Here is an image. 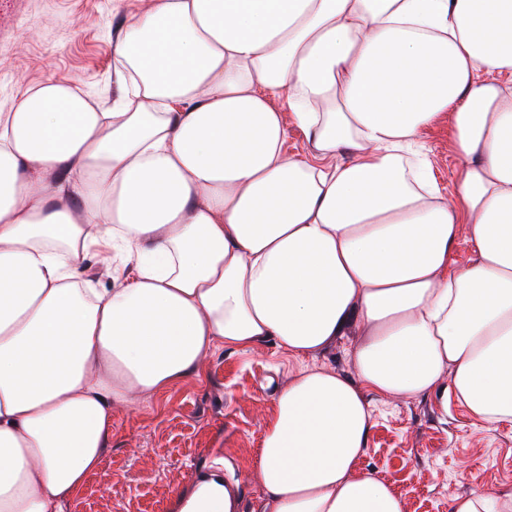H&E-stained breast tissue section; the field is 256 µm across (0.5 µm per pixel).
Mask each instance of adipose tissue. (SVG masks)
Masks as SVG:
<instances>
[{"label": "adipose tissue", "mask_w": 512, "mask_h": 512, "mask_svg": "<svg viewBox=\"0 0 512 512\" xmlns=\"http://www.w3.org/2000/svg\"><path fill=\"white\" fill-rule=\"evenodd\" d=\"M115 65L112 111L46 82L0 112V512H68L113 411L221 348L300 363L259 512H404L358 467L367 393L512 421V0H155ZM445 112L452 204L416 144ZM91 253L132 276L95 288ZM352 326L356 378L313 367ZM177 506L243 512L218 472ZM283 118L286 126L285 148L288 154H302L306 152L307 142L301 130H299L294 122L288 117V110L283 109Z\"/></svg>", "instance_id": "ef3b65f1"}]
</instances>
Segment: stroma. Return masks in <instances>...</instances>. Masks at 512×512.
<instances>
[{
    "label": "stroma",
    "instance_id": "obj_1",
    "mask_svg": "<svg viewBox=\"0 0 512 512\" xmlns=\"http://www.w3.org/2000/svg\"><path fill=\"white\" fill-rule=\"evenodd\" d=\"M154 0H10L0 16V112L21 92L51 80L79 87L103 110L120 94L114 70L126 22ZM418 141L446 200L461 165L452 120L442 114ZM294 360L266 343L251 351L221 349L201 377L174 384L154 399H137L112 415L110 450L87 480L72 512H174L177 498L223 456L225 475L240 483L245 512L261 490L253 475L261 427ZM374 421L362 470L400 495L406 512H449L469 492L512 493V423L497 427L471 417L456 398H372Z\"/></svg>",
    "mask_w": 512,
    "mask_h": 512
}]
</instances>
